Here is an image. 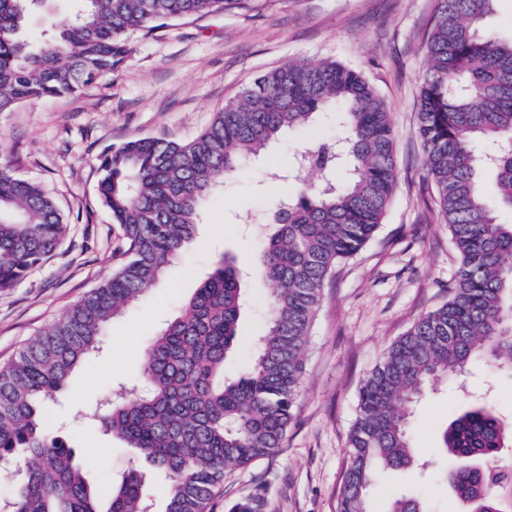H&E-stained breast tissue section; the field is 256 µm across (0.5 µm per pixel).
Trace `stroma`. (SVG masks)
Wrapping results in <instances>:
<instances>
[{
	"label": "stroma",
	"instance_id": "stroma-1",
	"mask_svg": "<svg viewBox=\"0 0 512 512\" xmlns=\"http://www.w3.org/2000/svg\"><path fill=\"white\" fill-rule=\"evenodd\" d=\"M434 8L435 0H250L246 7L150 34L133 31V52L110 78L75 96L1 112L0 162L51 195L71 231L50 258L0 295V366L122 260L121 229L98 196L99 158L107 148L131 136L192 139L258 76L288 62L349 65L374 86L399 131L398 185L374 238L337 267L323 291L283 447L235 469L212 501V512H231L252 494L263 498L265 512H337L362 382L418 316L447 301L459 265L415 135ZM332 130L327 122L317 131L285 135L251 161L250 175L226 181L222 192L207 198L204 224L165 278L112 322L103 353L86 360L68 387L44 403L51 426L74 447L91 487H104L136 468L145 492L162 505L164 475L136 449L88 428L75 413L136 377L148 337L179 313L224 255L254 256L270 229L272 204L299 193L287 176L295 154L318 132ZM242 288L247 306L224 366L228 376L251 363L264 328L268 285L253 266H246ZM480 397L512 424V380L477 362L463 384L439 382L417 407L412 434L419 454L435 457L442 428ZM396 489L424 496L435 512H459L449 489L415 470L381 473L372 496L382 501Z\"/></svg>",
	"mask_w": 512,
	"mask_h": 512
}]
</instances>
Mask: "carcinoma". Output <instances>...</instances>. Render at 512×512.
Returning <instances> with one entry per match:
<instances>
[{
  "mask_svg": "<svg viewBox=\"0 0 512 512\" xmlns=\"http://www.w3.org/2000/svg\"><path fill=\"white\" fill-rule=\"evenodd\" d=\"M71 16L45 20L34 45L23 29L39 0H0V112L73 95L112 76L130 52L127 35L199 18L242 0H76ZM497 0H436L425 44L416 134L439 214L460 264L448 301L418 317L390 345L360 388L350 464L338 512H432L421 496H371L381 470L419 462L410 425L414 403L439 378L463 375L475 360L512 378V38L482 32ZM325 113L338 136L297 153L290 178L297 200L273 208L274 230L258 265L269 284L266 325L251 366L235 378L224 362L244 310L237 258L219 261L179 314L149 338L140 378L109 392L83 419L125 441L164 473L163 512H211L226 473L282 448L306 366L308 336L336 266L375 236L399 179L398 130L364 75L336 61H298L260 75L215 113L194 139L131 137L100 160L99 199L121 226L123 261L50 328L0 368V462L16 469L7 512H151L141 476L94 491L73 449L38 410L99 352L113 319L134 306L184 252L201 224V203L282 132ZM325 178L306 188L301 169ZM495 175L498 205L481 173ZM53 199L0 164V293L15 287L69 234ZM495 409L476 401L442 433L445 478L462 512H504L512 503V463ZM109 499L107 510L98 500Z\"/></svg>",
  "mask_w": 512,
  "mask_h": 512,
  "instance_id": "carcinoma-1",
  "label": "carcinoma"
}]
</instances>
